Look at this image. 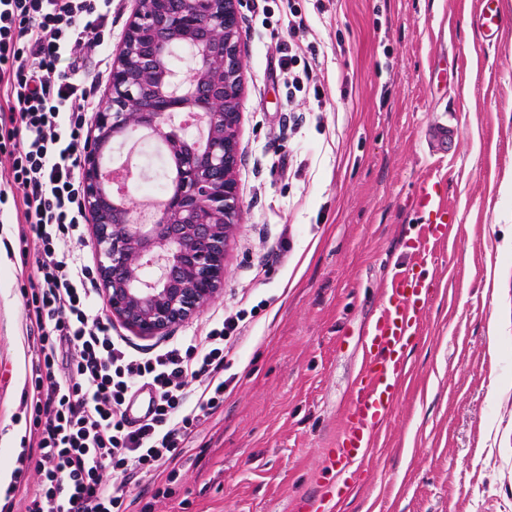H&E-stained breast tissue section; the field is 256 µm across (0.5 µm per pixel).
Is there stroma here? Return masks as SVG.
I'll return each instance as SVG.
<instances>
[{"label": "stroma", "instance_id": "35a3bbf8", "mask_svg": "<svg viewBox=\"0 0 512 512\" xmlns=\"http://www.w3.org/2000/svg\"><path fill=\"white\" fill-rule=\"evenodd\" d=\"M240 0L245 87L237 170L243 222L220 294L166 334L114 335L139 350L205 335L245 310L234 388L171 476L131 493L144 512H295L334 481L360 339L386 281L409 262L417 196L438 178L455 212L429 270L428 305L378 445L344 512H512V0L488 39L480 0ZM134 0H112V36L74 82L104 100ZM316 80L288 87L279 67ZM459 125L434 151L433 119ZM39 253L0 254V486L18 466L30 369L22 290Z\"/></svg>", "mask_w": 512, "mask_h": 512}]
</instances>
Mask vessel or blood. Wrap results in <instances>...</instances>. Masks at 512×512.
<instances>
[{
  "label": "vessel or blood",
  "instance_id": "b4317fda",
  "mask_svg": "<svg viewBox=\"0 0 512 512\" xmlns=\"http://www.w3.org/2000/svg\"><path fill=\"white\" fill-rule=\"evenodd\" d=\"M418 203L424 222L410 246L411 262L385 288L382 309L362 343L361 369L343 434L337 447L329 451L340 466L326 496L339 505L352 493L350 475L374 449L376 431L397 400L405 349L419 331L428 301L424 272L454 224V211L440 184H424Z\"/></svg>",
  "mask_w": 512,
  "mask_h": 512
}]
</instances>
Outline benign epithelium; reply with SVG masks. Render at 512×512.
Here are the masks:
<instances>
[{
    "instance_id": "7a95c632",
    "label": "benign epithelium",
    "mask_w": 512,
    "mask_h": 512,
    "mask_svg": "<svg viewBox=\"0 0 512 512\" xmlns=\"http://www.w3.org/2000/svg\"><path fill=\"white\" fill-rule=\"evenodd\" d=\"M239 0H136L112 64L108 97L83 150L82 186L93 220L98 274L113 317L143 337L165 334L213 300L226 246L242 224L236 169L244 91ZM191 65L180 97L166 93L178 47ZM149 129L178 162L179 177L149 224L115 202L102 158L115 138ZM157 269L146 280L141 271Z\"/></svg>"
}]
</instances>
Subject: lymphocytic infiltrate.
<instances>
[{"label": "lymphocytic infiltrate", "mask_w": 512, "mask_h": 512, "mask_svg": "<svg viewBox=\"0 0 512 512\" xmlns=\"http://www.w3.org/2000/svg\"><path fill=\"white\" fill-rule=\"evenodd\" d=\"M112 33V14L97 0H0V154L10 157L0 203L22 189L23 216L40 248L23 290L31 372L20 395L35 448L18 458L5 512L23 493L24 512H133L131 479L175 465L194 430L224 403V349L243 311L204 337L142 355L94 314L93 271L58 249L84 219L75 171L94 88L70 81L63 54L82 68ZM63 353L65 367L51 363ZM149 388L146 418L130 427L126 400ZM34 488L22 490L30 457Z\"/></svg>", "instance_id": "obj_1"}]
</instances>
